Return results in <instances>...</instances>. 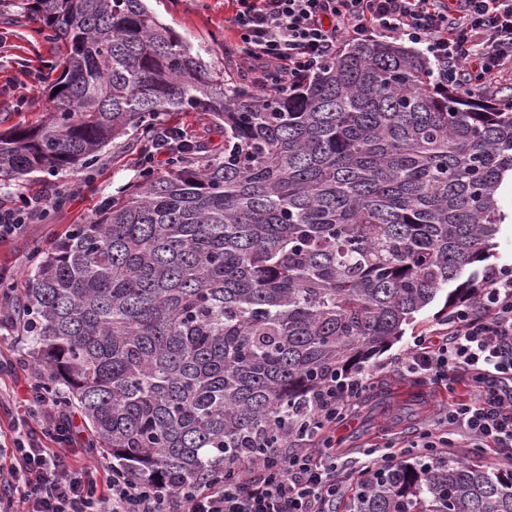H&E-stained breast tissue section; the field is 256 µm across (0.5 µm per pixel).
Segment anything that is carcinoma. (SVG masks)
Instances as JSON below:
<instances>
[{
  "label": "carcinoma",
  "mask_w": 512,
  "mask_h": 512,
  "mask_svg": "<svg viewBox=\"0 0 512 512\" xmlns=\"http://www.w3.org/2000/svg\"><path fill=\"white\" fill-rule=\"evenodd\" d=\"M67 53L38 124L0 133V177L97 161L161 112L182 144L0 286L33 363L97 448L177 491L234 473L264 428L336 370L390 347L441 292L479 281L508 214L512 100L461 96L424 54L348 44L296 92L224 82L145 0H29ZM454 288L445 290V287ZM343 512H512V469L418 456L355 484ZM156 127L161 125L177 126L182 128L187 137L194 141L221 143L224 140L223 133L216 129L208 116L201 112L188 113H162L149 120Z\"/></svg>",
  "instance_id": "1"
}]
</instances>
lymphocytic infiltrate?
Instances as JSON below:
<instances>
[{"mask_svg": "<svg viewBox=\"0 0 512 512\" xmlns=\"http://www.w3.org/2000/svg\"><path fill=\"white\" fill-rule=\"evenodd\" d=\"M227 22L244 45L263 89L289 91L316 74L349 43L398 38L422 46L443 63L441 83L462 95L497 99L496 85L512 71V0H236ZM478 298L452 309L440 328L413 336L399 370L417 381L468 395L449 402L440 428L421 431L398 450L365 449L362 474L412 453L431 454L469 441L475 448H512V265L485 273ZM368 387L359 372L331 374L306 404L282 421V444L267 447L263 430L251 441L260 458L235 460L232 481L200 482L171 492L128 478L114 463L99 489L88 465L71 459L78 432L59 397L35 389L36 412L13 427L10 465H0V512H328L342 489L336 474V424Z\"/></svg>", "mask_w": 512, "mask_h": 512, "instance_id": "1", "label": "lymphocytic infiltrate"}]
</instances>
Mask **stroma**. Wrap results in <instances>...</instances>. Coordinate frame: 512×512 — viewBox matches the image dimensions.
Instances as JSON below:
<instances>
[{
	"mask_svg": "<svg viewBox=\"0 0 512 512\" xmlns=\"http://www.w3.org/2000/svg\"><path fill=\"white\" fill-rule=\"evenodd\" d=\"M160 20L172 27L193 49L205 50L206 61L222 68L226 82L241 81L236 58L225 54L235 45L224 19L232 0H149ZM65 57L60 41L47 39L39 21L29 14L25 0H0V131L38 123L51 108L48 89L58 77ZM154 125L182 128L198 142H222L223 135L208 116L199 112L163 113ZM136 130L103 149L92 167L78 165L53 173H36L21 181H0V205L12 207L21 197H50L61 193L65 201L39 224L24 225L16 237L0 242V270H10L20 282L31 268L34 246L49 247L75 224L88 221L117 191L139 177L143 145ZM440 303L423 310L405 336L363 366L370 389L354 414L336 426L341 440L337 461L344 487H351L360 473L362 451L392 442L416 439L420 428H435L443 420L449 392L390 370L389 364L404 352L411 336L437 328L442 319ZM35 376L20 365L0 364V387L13 400L11 410L0 409V428L8 427L10 411H24Z\"/></svg>",
	"mask_w": 512,
	"mask_h": 512,
	"instance_id": "obj_1",
	"label": "stroma"
}]
</instances>
